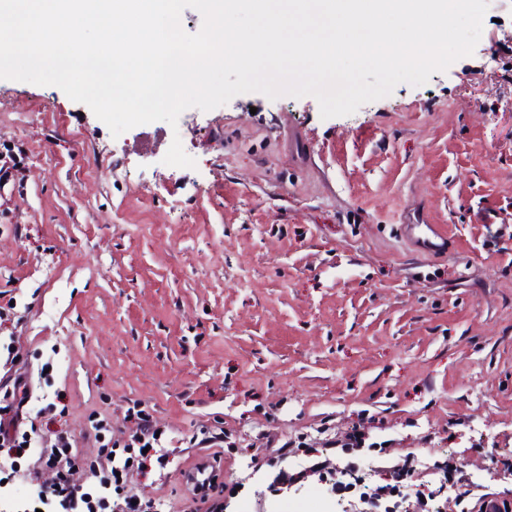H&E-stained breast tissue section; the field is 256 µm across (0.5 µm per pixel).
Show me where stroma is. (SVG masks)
<instances>
[{
  "label": "stroma",
  "instance_id": "obj_1",
  "mask_svg": "<svg viewBox=\"0 0 512 512\" xmlns=\"http://www.w3.org/2000/svg\"><path fill=\"white\" fill-rule=\"evenodd\" d=\"M175 133L194 167L164 164ZM7 156L0 338L28 355V413L63 393L82 457L92 418L127 430L139 400L169 444L129 483L167 512H197L183 473L203 430L224 434L227 512H272L278 470L357 424L371 445L346 475L300 484L311 512L354 502V475L379 484L384 447L410 458L409 500L467 512L459 488L512 491V0H489L472 55L328 119L253 92L115 137L60 88L0 79ZM415 204L448 254L404 239ZM260 432L293 452L252 468Z\"/></svg>",
  "mask_w": 512,
  "mask_h": 512
}]
</instances>
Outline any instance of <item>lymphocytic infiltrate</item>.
Listing matches in <instances>:
<instances>
[{
    "mask_svg": "<svg viewBox=\"0 0 512 512\" xmlns=\"http://www.w3.org/2000/svg\"><path fill=\"white\" fill-rule=\"evenodd\" d=\"M0 359L12 367L9 375L0 377V461L7 463L17 452L28 451L32 444L23 408L32 400L34 390L21 369L20 349L15 343L0 345ZM125 419L130 429L128 436L122 439L107 438L108 427L103 420H95L91 425L95 440L101 443L96 463L105 473L96 492H89L74 482L78 452L74 440L60 430L55 432L50 449L39 456L40 463L53 473L51 481L31 485L26 497L15 501L16 512H92L93 506L103 505L108 500L114 501L119 512H162V500L131 492L126 478L132 472L145 473L152 464L162 461L164 439L158 436L141 402L129 404ZM366 439L364 426L352 427L343 439L328 441L329 455L314 456L309 466L300 470L279 471L276 481L289 487L325 471L336 472L339 464L331 454L332 449L361 448Z\"/></svg>",
    "mask_w": 512,
    "mask_h": 512,
    "instance_id": "obj_1",
    "label": "lymphocytic infiltrate"
}]
</instances>
